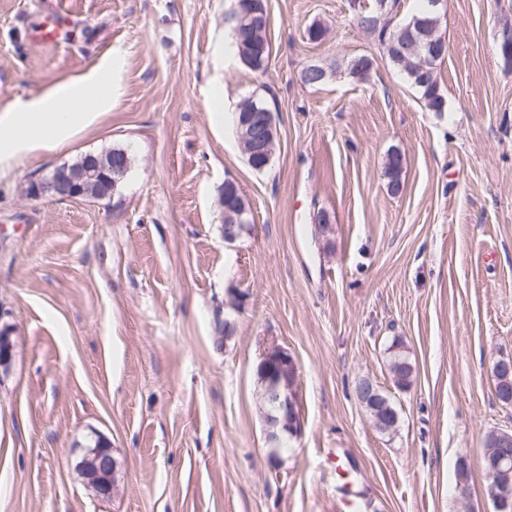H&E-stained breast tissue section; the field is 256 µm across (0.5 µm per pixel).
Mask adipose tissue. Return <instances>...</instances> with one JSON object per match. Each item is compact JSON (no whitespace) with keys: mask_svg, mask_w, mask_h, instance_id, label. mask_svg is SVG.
<instances>
[{"mask_svg":"<svg viewBox=\"0 0 512 512\" xmlns=\"http://www.w3.org/2000/svg\"><path fill=\"white\" fill-rule=\"evenodd\" d=\"M68 99L80 101V111H59V103ZM112 100L111 79L90 75L1 112L0 172L10 170L32 153L67 145L76 133L111 111Z\"/></svg>","mask_w":512,"mask_h":512,"instance_id":"1","label":"adipose tissue"}]
</instances>
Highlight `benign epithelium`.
<instances>
[{
	"mask_svg": "<svg viewBox=\"0 0 512 512\" xmlns=\"http://www.w3.org/2000/svg\"><path fill=\"white\" fill-rule=\"evenodd\" d=\"M405 30L414 32L417 37L403 42L396 47V55L400 64L410 67H421V63L438 54L439 45L445 42L438 30H426L423 20L413 17L406 21ZM252 106L246 105L239 112V124L253 131L252 142L248 143L246 153L253 157H272V145L276 138V127L269 112L261 114L251 112ZM131 159L122 164L107 166L99 159L91 157L86 163L72 169L64 177L42 176L30 183L31 195L35 198L54 197L68 200L83 196L85 183L99 173L112 183V190H118L123 182ZM260 365L267 373L269 383V403L275 409L282 410L286 399L281 397V389L288 388L286 380H297V366L288 350L279 344L266 340L262 344ZM512 375V355H503L497 359L490 369L491 380L499 382ZM374 414L387 420L389 426L395 425L396 415L387 407L380 392L370 391L365 396ZM267 443L274 447L281 436H296L302 430L301 417L293 420L282 419L271 412H262ZM490 441L494 447L502 449V453L488 467L489 485L487 496L493 504L494 512H512V429H497L490 433ZM87 485L100 497L112 496L115 486L116 461L108 448H88L78 464Z\"/></svg>",
	"mask_w": 512,
	"mask_h": 512,
	"instance_id": "benign-epithelium-1",
	"label": "benign epithelium"
}]
</instances>
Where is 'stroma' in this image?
<instances>
[{
    "label": "stroma",
    "mask_w": 512,
    "mask_h": 512,
    "mask_svg": "<svg viewBox=\"0 0 512 512\" xmlns=\"http://www.w3.org/2000/svg\"><path fill=\"white\" fill-rule=\"evenodd\" d=\"M263 4L271 55L255 72L224 27L234 0H0V113L106 64L115 88L111 112L0 180V327L15 342L0 512H341L347 490L358 512H493L483 437L512 427L489 376L512 353V69L497 51L512 0H446L443 112L358 26L374 0ZM54 9L73 18L67 41L34 44L29 22ZM361 55L363 79L348 69ZM311 61L331 69L317 87L299 78ZM253 94L278 133L262 172L232 121ZM115 147L132 167L114 197L29 195L34 177ZM228 179L249 206L231 245ZM218 313L233 329L220 349ZM395 336L417 372L406 391L389 375ZM266 339L298 365L304 424L275 467L256 377ZM363 379L390 391L395 433L359 403ZM98 437L117 463L107 499L77 469Z\"/></svg>",
    "instance_id": "1"
}]
</instances>
